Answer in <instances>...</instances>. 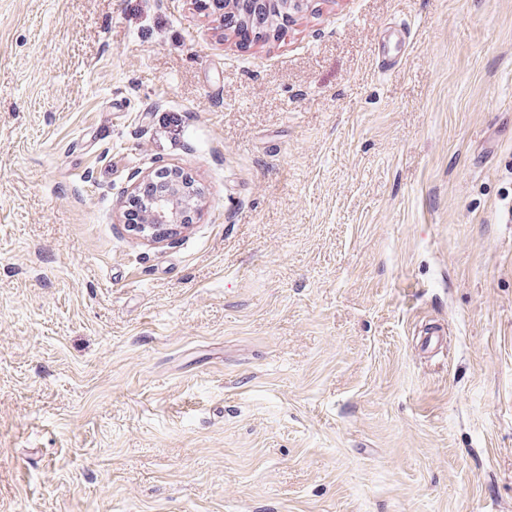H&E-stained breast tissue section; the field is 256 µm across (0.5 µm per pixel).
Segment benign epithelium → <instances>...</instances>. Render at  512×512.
<instances>
[{
    "label": "benign epithelium",
    "instance_id": "benign-epithelium-1",
    "mask_svg": "<svg viewBox=\"0 0 512 512\" xmlns=\"http://www.w3.org/2000/svg\"><path fill=\"white\" fill-rule=\"evenodd\" d=\"M304 0H249V23L262 26L263 17L274 10L288 18L290 13L303 6ZM163 177L158 190L142 202L144 221L129 225L130 230L149 242L175 240L187 227L185 215L199 208L194 183L186 177L173 175V169L161 167L153 177Z\"/></svg>",
    "mask_w": 512,
    "mask_h": 512
}]
</instances>
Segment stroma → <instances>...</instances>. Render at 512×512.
<instances>
[{
  "label": "stroma",
  "mask_w": 512,
  "mask_h": 512,
  "mask_svg": "<svg viewBox=\"0 0 512 512\" xmlns=\"http://www.w3.org/2000/svg\"><path fill=\"white\" fill-rule=\"evenodd\" d=\"M0 512H512V0H0ZM305 0H249V12L251 14L249 23L257 25L259 28L263 25L262 19L270 11L274 10L281 16L290 19V12L297 11L303 6ZM173 171L176 169L161 167L133 183L125 192L124 205L139 199L140 185L152 175L151 178L169 175L160 181L158 190L150 198L143 200V224L139 206L132 205L125 214L127 227L148 242L175 240L181 230L188 226L186 213L192 209L198 210L200 206L194 183L187 177L173 175Z\"/></svg>",
  "instance_id": "obj_1"
}]
</instances>
